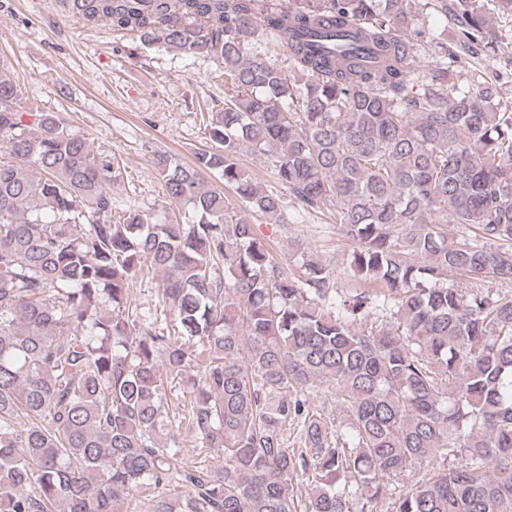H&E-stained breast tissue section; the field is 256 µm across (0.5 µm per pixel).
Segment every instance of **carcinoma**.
I'll list each match as a JSON object with an SVG mask.
<instances>
[{
  "label": "carcinoma",
  "mask_w": 512,
  "mask_h": 512,
  "mask_svg": "<svg viewBox=\"0 0 512 512\" xmlns=\"http://www.w3.org/2000/svg\"><path fill=\"white\" fill-rule=\"evenodd\" d=\"M414 2L59 0L223 64L210 148L154 162L195 224L112 221L120 168L17 111L0 72V512H512V296L444 283L512 281V101L458 66L503 42L487 0H429L452 44ZM260 35L287 67L250 52ZM243 145L302 210L336 203L348 274L382 291L345 299L328 265L277 262L238 211L286 224V204L245 175ZM144 270L162 275L146 324L129 300ZM172 383L188 397L166 420ZM321 384L348 431L310 401ZM182 424L223 467L166 448Z\"/></svg>",
  "instance_id": "cac0c4a2"
}]
</instances>
